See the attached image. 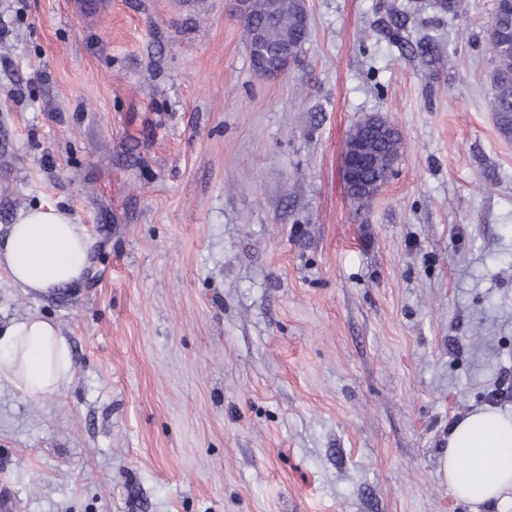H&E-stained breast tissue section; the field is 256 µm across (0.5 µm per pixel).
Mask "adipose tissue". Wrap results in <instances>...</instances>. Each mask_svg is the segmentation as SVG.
<instances>
[{
  "label": "adipose tissue",
  "mask_w": 512,
  "mask_h": 512,
  "mask_svg": "<svg viewBox=\"0 0 512 512\" xmlns=\"http://www.w3.org/2000/svg\"><path fill=\"white\" fill-rule=\"evenodd\" d=\"M92 240L69 212L43 203L22 210L0 242V272L24 292L60 293L83 279ZM74 374L70 347L38 315L0 326V383L31 400L64 388ZM448 489L472 506L512 504V416L477 409L448 434L441 460Z\"/></svg>",
  "instance_id": "adipose-tissue-1"
}]
</instances>
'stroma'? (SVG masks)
<instances>
[{"label": "stroma", "mask_w": 512, "mask_h": 512, "mask_svg": "<svg viewBox=\"0 0 512 512\" xmlns=\"http://www.w3.org/2000/svg\"><path fill=\"white\" fill-rule=\"evenodd\" d=\"M495 3L308 0L272 82L231 0H0V236L48 201L94 242L72 291L0 275V323L44 316L74 366L41 401L0 386L16 512H471L448 430L512 412ZM370 113L403 147L361 208ZM369 161L370 152L366 143L353 137L349 138L343 157V169L345 184L352 197L367 191L373 190L375 194L381 191L392 173L395 158L388 163L385 179L373 186L367 183L363 176V171L368 167Z\"/></svg>", "instance_id": "stroma-1"}]
</instances>
